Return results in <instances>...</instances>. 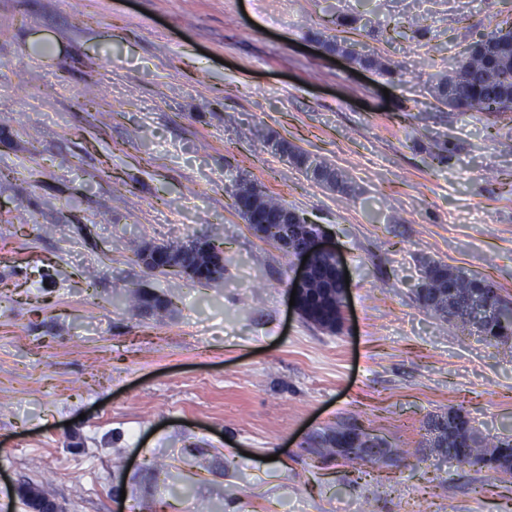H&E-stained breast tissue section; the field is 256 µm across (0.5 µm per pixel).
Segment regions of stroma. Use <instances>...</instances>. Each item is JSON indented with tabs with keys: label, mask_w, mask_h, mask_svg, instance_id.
Wrapping results in <instances>:
<instances>
[{
	"label": "stroma",
	"mask_w": 512,
	"mask_h": 512,
	"mask_svg": "<svg viewBox=\"0 0 512 512\" xmlns=\"http://www.w3.org/2000/svg\"><path fill=\"white\" fill-rule=\"evenodd\" d=\"M504 22L512 0H0V512H27L19 482L63 512H512V475L436 465L426 431L454 407L512 436V340L415 301L428 258L512 303V112L430 93ZM333 38L395 74L328 56ZM240 176L336 248L340 330L290 307L298 261L235 210ZM196 238L223 280L135 256ZM136 290L163 316L116 306ZM339 422L402 460L307 450Z\"/></svg>",
	"instance_id": "1"
}]
</instances>
